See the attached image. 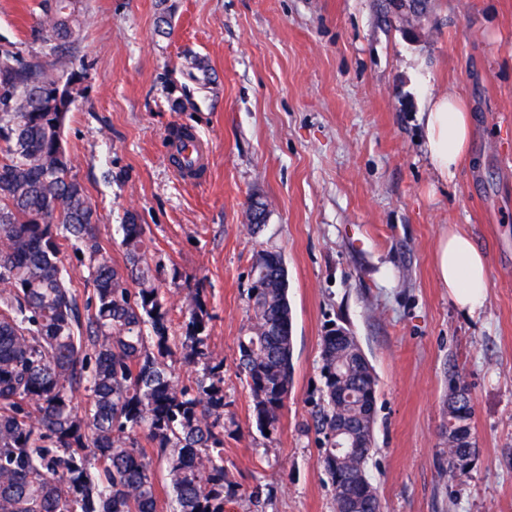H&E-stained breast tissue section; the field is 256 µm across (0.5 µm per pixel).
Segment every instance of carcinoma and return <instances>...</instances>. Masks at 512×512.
Segmentation results:
<instances>
[{"mask_svg":"<svg viewBox=\"0 0 512 512\" xmlns=\"http://www.w3.org/2000/svg\"><path fill=\"white\" fill-rule=\"evenodd\" d=\"M429 2L387 5L416 21ZM43 12L51 57L0 43V512H224L238 484L224 466V358L210 345L203 289L188 295L175 328L164 268L145 257L138 216L120 225L124 265L98 240L97 212L61 147L87 69L75 52L79 0H44ZM64 246L93 288L84 313ZM283 264L276 250L257 252L238 342L262 433L277 428L293 381ZM178 362L194 368L187 384ZM321 376L311 417L334 503L346 486L365 512H382L366 471L373 436L338 468L326 458L336 420H359L376 399L373 368L357 366L331 328ZM472 452L448 444L450 476L467 473Z\"/></svg>","mask_w":512,"mask_h":512,"instance_id":"obj_1","label":"carcinoma"}]
</instances>
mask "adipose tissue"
<instances>
[{
  "mask_svg": "<svg viewBox=\"0 0 512 512\" xmlns=\"http://www.w3.org/2000/svg\"><path fill=\"white\" fill-rule=\"evenodd\" d=\"M424 152L439 182H451L469 154L471 122L462 97L453 90L430 95L420 114ZM441 285L466 313L478 312L487 297L486 259L470 236L456 226L443 233L435 253Z\"/></svg>",
  "mask_w": 512,
  "mask_h": 512,
  "instance_id": "obj_1",
  "label": "adipose tissue"
}]
</instances>
